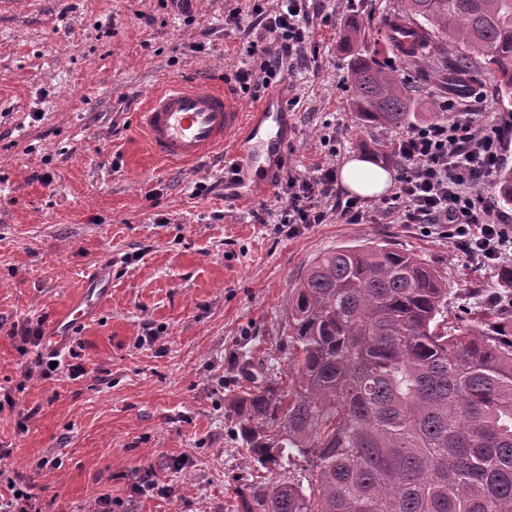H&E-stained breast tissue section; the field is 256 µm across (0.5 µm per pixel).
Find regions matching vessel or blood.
I'll list each match as a JSON object with an SVG mask.
<instances>
[{
    "label": "vessel or blood",
    "instance_id": "1",
    "mask_svg": "<svg viewBox=\"0 0 512 512\" xmlns=\"http://www.w3.org/2000/svg\"><path fill=\"white\" fill-rule=\"evenodd\" d=\"M282 106L274 99L259 103L253 112L237 107L228 89L173 82L140 112V127L153 153L167 161L191 162L233 144L244 170H254L261 157L282 156L285 141L269 135L270 125L282 122ZM97 300L95 289L72 303L57 318L47 339L48 348L70 336L73 325L85 321Z\"/></svg>",
    "mask_w": 512,
    "mask_h": 512
}]
</instances>
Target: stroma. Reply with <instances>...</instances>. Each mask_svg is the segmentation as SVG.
<instances>
[{
  "mask_svg": "<svg viewBox=\"0 0 512 512\" xmlns=\"http://www.w3.org/2000/svg\"><path fill=\"white\" fill-rule=\"evenodd\" d=\"M279 0H0V445L44 512H240L249 484L281 479L249 462L230 410L253 374L274 367L288 385V293L316 257L340 246L386 244L412 253L448 285V309H474L497 271L451 239L401 224L391 191L367 198L358 224L328 218L278 232L274 191L244 199L230 149L195 164L159 159L140 129L147 98L172 81L230 87L237 106L278 94L288 145L282 162L310 176L373 160L395 127L357 129L349 67L380 38L401 0H309V38L272 91L246 93L268 37L229 23L254 2ZM361 37L346 44L345 28ZM442 44L429 65L393 53L413 107L430 121L451 93ZM335 135L337 154L323 136ZM110 289L61 347L79 377L34 371L44 334L91 275ZM42 338L23 341V327ZM168 496L137 495L144 473Z\"/></svg>",
  "mask_w": 512,
  "mask_h": 512,
  "instance_id": "obj_1",
  "label": "stroma"
}]
</instances>
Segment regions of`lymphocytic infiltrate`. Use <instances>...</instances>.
I'll use <instances>...</instances> for the list:
<instances>
[{"mask_svg":"<svg viewBox=\"0 0 512 512\" xmlns=\"http://www.w3.org/2000/svg\"><path fill=\"white\" fill-rule=\"evenodd\" d=\"M305 0H281L274 13L255 6L256 24L269 36L259 76L239 74L241 89H266L285 77L284 62L306 37ZM444 119L408 126L391 143L401 161L392 199L403 224H424L429 232L457 240L471 256L490 267L512 257V218L499 212L489 190L512 148V113L498 112L488 121L465 111L455 98L442 100ZM334 168L306 177L286 170L278 178L283 199L279 232L292 236L301 227L321 224L328 216L356 224L365 213L360 199L335 198ZM332 206H324V199Z\"/></svg>","mask_w":512,"mask_h":512,"instance_id":"lymphocytic-infiltrate-1","label":"lymphocytic infiltrate"}]
</instances>
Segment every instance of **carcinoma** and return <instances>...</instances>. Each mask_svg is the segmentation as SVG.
I'll return each mask as SVG.
<instances>
[{"label":"carcinoma","instance_id":"1","mask_svg":"<svg viewBox=\"0 0 512 512\" xmlns=\"http://www.w3.org/2000/svg\"><path fill=\"white\" fill-rule=\"evenodd\" d=\"M455 44L449 78L485 60L512 106V0H403L386 46L415 54ZM370 54L350 62L364 126L402 125L411 98ZM512 205V169L496 177ZM478 316L448 321V287L416 256L339 247L288 295L283 390L274 369L239 398L253 462L307 463V482L253 483L242 512H512V263Z\"/></svg>","mask_w":512,"mask_h":512}]
</instances>
